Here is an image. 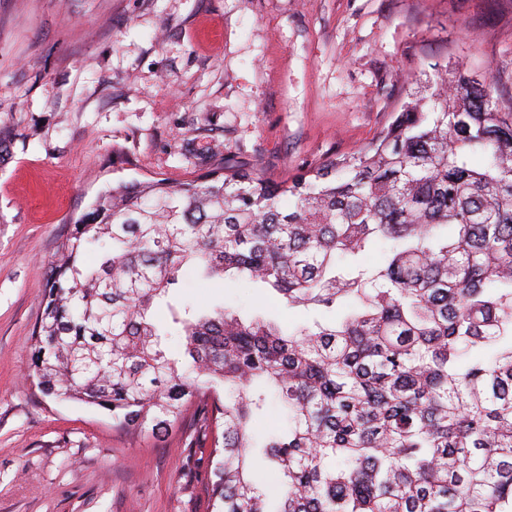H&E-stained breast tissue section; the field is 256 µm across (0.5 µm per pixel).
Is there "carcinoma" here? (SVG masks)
Segmentation results:
<instances>
[{
	"label": "carcinoma",
	"mask_w": 512,
	"mask_h": 512,
	"mask_svg": "<svg viewBox=\"0 0 512 512\" xmlns=\"http://www.w3.org/2000/svg\"><path fill=\"white\" fill-rule=\"evenodd\" d=\"M186 268L333 320L177 307ZM42 306L43 394L153 433L212 399L216 512H512V91L435 64L368 145L304 173L221 155L121 182L57 246ZM272 396L271 489L252 426Z\"/></svg>",
	"instance_id": "1"
}]
</instances>
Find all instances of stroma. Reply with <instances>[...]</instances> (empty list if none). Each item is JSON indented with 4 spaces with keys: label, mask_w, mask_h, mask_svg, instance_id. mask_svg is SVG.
<instances>
[{
    "label": "stroma",
    "mask_w": 512,
    "mask_h": 512,
    "mask_svg": "<svg viewBox=\"0 0 512 512\" xmlns=\"http://www.w3.org/2000/svg\"><path fill=\"white\" fill-rule=\"evenodd\" d=\"M512 84V0H0V512H212L200 407L154 434L28 379L47 262L105 188L201 153L299 174L388 124L431 64ZM181 301L267 311L266 291Z\"/></svg>",
    "instance_id": "35a3bbf8"
}]
</instances>
